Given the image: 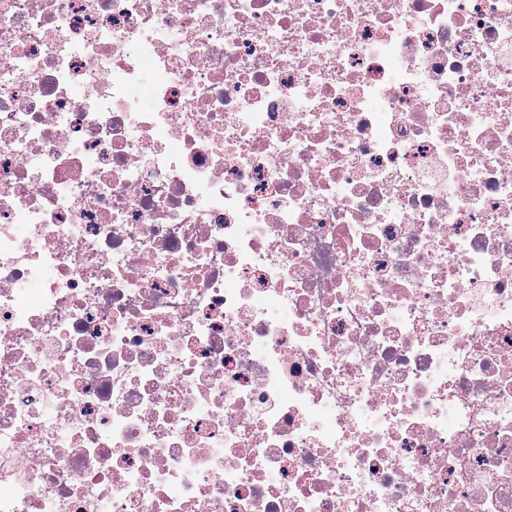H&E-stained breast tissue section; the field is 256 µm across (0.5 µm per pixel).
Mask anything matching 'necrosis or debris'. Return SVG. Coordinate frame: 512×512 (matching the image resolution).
Returning a JSON list of instances; mask_svg holds the SVG:
<instances>
[{"mask_svg": "<svg viewBox=\"0 0 512 512\" xmlns=\"http://www.w3.org/2000/svg\"><path fill=\"white\" fill-rule=\"evenodd\" d=\"M0 512H512V0H0Z\"/></svg>", "mask_w": 512, "mask_h": 512, "instance_id": "obj_1", "label": "necrosis or debris"}]
</instances>
